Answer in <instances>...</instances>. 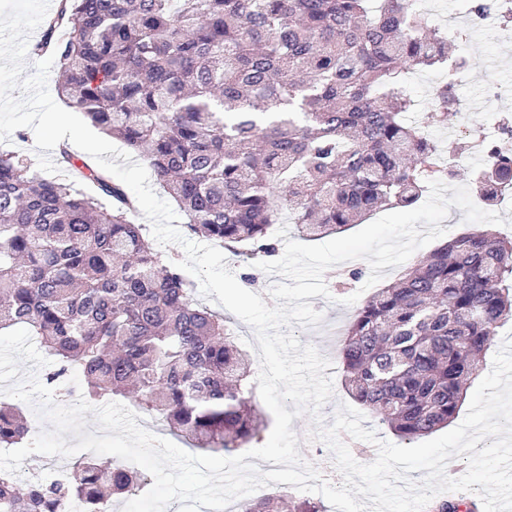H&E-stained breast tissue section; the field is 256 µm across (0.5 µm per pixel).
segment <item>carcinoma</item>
I'll return each mask as SVG.
<instances>
[{"instance_id": "obj_1", "label": "carcinoma", "mask_w": 512, "mask_h": 512, "mask_svg": "<svg viewBox=\"0 0 512 512\" xmlns=\"http://www.w3.org/2000/svg\"><path fill=\"white\" fill-rule=\"evenodd\" d=\"M52 53L63 100L148 162L192 233L250 259L276 252L269 229L285 209L303 236L341 233L446 177L406 122L403 84L468 64L409 0H59L31 48ZM454 87H438L427 122L457 110ZM490 153L477 188L511 186L512 158ZM59 155L70 181L0 152V330L24 325L60 371L80 366L87 402L134 390L194 448L231 456L259 439L250 358L224 317L155 251L121 183L64 145ZM511 275L512 243L471 233L379 289L342 343L349 396L402 439L447 427L512 319ZM32 440L22 413L0 407V447ZM146 484L88 457L59 482L0 472V512H63L71 500L111 512ZM283 501L238 512H282Z\"/></svg>"}]
</instances>
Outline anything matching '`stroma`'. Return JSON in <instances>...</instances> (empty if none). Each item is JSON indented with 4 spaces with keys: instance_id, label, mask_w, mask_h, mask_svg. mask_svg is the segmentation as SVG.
Wrapping results in <instances>:
<instances>
[{
    "instance_id": "35a3bbf8",
    "label": "stroma",
    "mask_w": 512,
    "mask_h": 512,
    "mask_svg": "<svg viewBox=\"0 0 512 512\" xmlns=\"http://www.w3.org/2000/svg\"><path fill=\"white\" fill-rule=\"evenodd\" d=\"M419 10L426 15L451 18L454 29L449 39L458 54L469 57L470 65L464 78L455 85L459 111L449 113L447 123L433 126L426 125L425 117L436 105V89L443 75L437 71L412 75L406 85L407 93L414 102L408 114L409 121L424 126L428 137L442 150L447 149L450 142L465 139L470 126L480 125L488 140L501 152L512 156V135L498 130L504 117H512V95L495 98L486 94L492 83L512 92V26H503L493 15L472 20L466 12V0H421ZM311 303L315 310L321 312V323L310 327L297 325L293 331L301 344L314 346L330 362L327 373L333 382L334 395L321 410L325 424L329 425L339 406L350 401L341 382L339 348L357 307L320 296L312 297ZM21 370L26 374L36 373L40 382L53 389L56 396L76 402V392L83 379L80 368L74 366L63 373L58 363L53 361L36 371L25 363Z\"/></svg>"
}]
</instances>
